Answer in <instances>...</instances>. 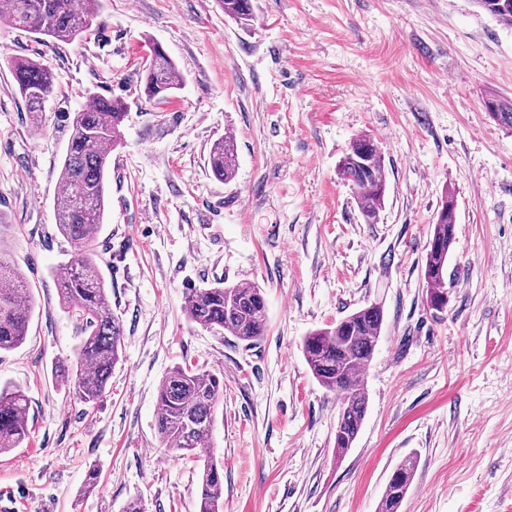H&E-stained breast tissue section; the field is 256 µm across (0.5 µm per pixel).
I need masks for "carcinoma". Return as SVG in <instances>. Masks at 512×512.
<instances>
[{
	"label": "carcinoma",
	"mask_w": 512,
	"mask_h": 512,
	"mask_svg": "<svg viewBox=\"0 0 512 512\" xmlns=\"http://www.w3.org/2000/svg\"><path fill=\"white\" fill-rule=\"evenodd\" d=\"M99 0H0V21L68 43L90 30ZM495 21L512 26V0H472ZM224 16L240 25L253 20L252 0H217ZM18 92L34 124L54 90L55 76L47 65L29 58L8 62ZM173 60L159 46L151 48L144 67V93L165 101L182 85ZM489 115L512 129V101L489 98ZM127 104L98 96L75 112L60 173L61 192L55 202L57 230L74 249V258L57 271L59 299L81 325L84 336L75 359L59 366L61 380L79 403L95 406L120 360L123 324L112 314L109 291L95 257L104 221L112 151L122 143ZM212 176L231 183L238 169L237 141L230 135L212 145L207 162ZM386 165L374 139L357 136L339 164L341 178L357 189V206L365 221L374 222L385 205ZM456 207L452 197L442 201L432 224L423 267L427 303L435 311L448 306V262L456 242ZM34 301L25 280L0 261V352L18 348L25 340ZM187 319L202 328L227 332L248 346L267 331V305L262 289L252 282L186 289ZM384 323L383 307L371 303L303 339L302 353L315 380L340 397L336 426V457H343L361 429L368 394L363 372L374 358ZM223 385L210 374L176 367L161 380L157 392L156 430L161 447L201 462L198 512H224V465L211 452L216 407ZM29 400L14 386H0V453L18 447L28 435ZM417 469V455L393 470L378 503V512H400Z\"/></svg>",
	"instance_id": "obj_1"
}]
</instances>
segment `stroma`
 <instances>
[{"mask_svg":"<svg viewBox=\"0 0 512 512\" xmlns=\"http://www.w3.org/2000/svg\"><path fill=\"white\" fill-rule=\"evenodd\" d=\"M241 28L215 0H99L70 43L0 21V258L28 283L24 343L0 384L29 398V438L0 455L15 512H198L200 465L159 449L156 392L177 366L218 375L212 433L224 512H376L394 468L417 454L402 512H512V132L485 109L512 99V27L471 0H253ZM183 83L146 99L151 44ZM48 63L54 94L32 125L7 65ZM129 106L112 153L96 261L122 358L95 407L56 374L82 338L55 273L74 257L54 201L69 118L93 96ZM238 144L234 182L207 168ZM371 135L385 207L365 223L338 172ZM456 204L447 308L426 304L423 266L444 194ZM225 280L265 293L268 328L245 348L191 324L188 288ZM384 309L353 448L335 453L339 401L301 351L311 331ZM99 487L79 497L89 471ZM212 176L224 183H231L238 169L237 141L230 135H225L212 145L207 162Z\"/></svg>","mask_w":512,"mask_h":512,"instance_id":"1","label":"stroma"}]
</instances>
